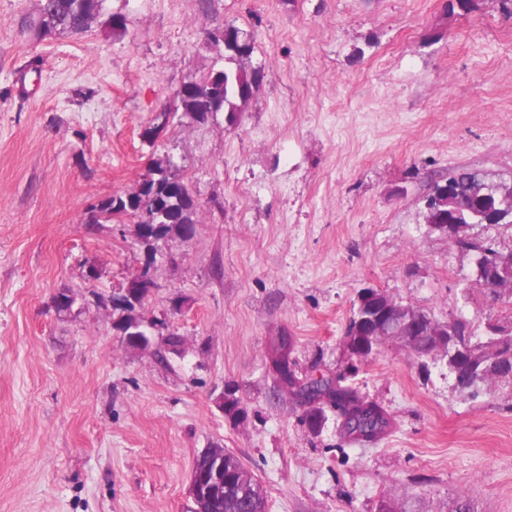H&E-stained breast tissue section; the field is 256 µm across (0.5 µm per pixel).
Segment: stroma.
Listing matches in <instances>:
<instances>
[{
	"mask_svg": "<svg viewBox=\"0 0 512 512\" xmlns=\"http://www.w3.org/2000/svg\"><path fill=\"white\" fill-rule=\"evenodd\" d=\"M119 33L35 38L37 0H0V512H191L196 456L219 445L268 512H512V378L460 390L443 362L388 343L352 384L378 440L320 434L278 390L342 371L359 289L476 331L512 312L474 260L428 230L427 180L466 167L512 183V16L502 0H106ZM251 34L266 77L235 118L190 119L156 144L154 114L223 67L208 31ZM168 155L199 203L193 239L154 249L132 220L90 230L89 204ZM150 265L141 310L165 333L129 349L111 297ZM74 293L73 306L54 299ZM235 390L245 421L225 418ZM287 336H282L280 338V341L286 338ZM288 338V337H287ZM279 341L278 345L274 348V351L270 357L271 367L274 364L282 365L284 368L285 374H280V377H277L276 375V381L279 387L282 389L288 391L292 390L293 385L295 384L296 380H299V378L296 376L295 373V361L291 358V347L288 349V347H285L283 344H281Z\"/></svg>",
	"mask_w": 512,
	"mask_h": 512,
	"instance_id": "35a3bbf8",
	"label": "stroma"
}]
</instances>
